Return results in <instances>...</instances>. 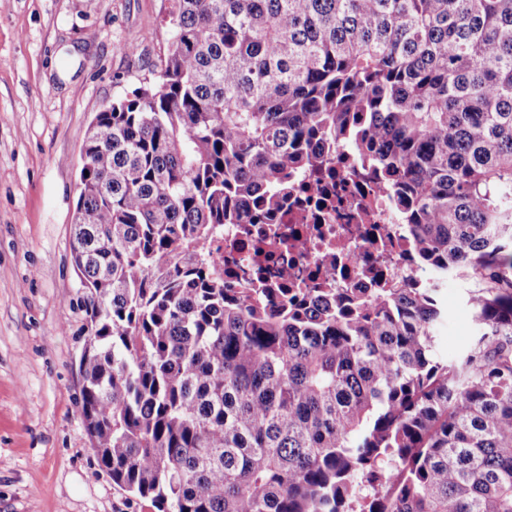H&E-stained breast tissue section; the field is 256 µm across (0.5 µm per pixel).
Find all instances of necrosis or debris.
I'll use <instances>...</instances> for the list:
<instances>
[{
	"label": "necrosis or debris",
	"mask_w": 512,
	"mask_h": 512,
	"mask_svg": "<svg viewBox=\"0 0 512 512\" xmlns=\"http://www.w3.org/2000/svg\"><path fill=\"white\" fill-rule=\"evenodd\" d=\"M205 250L225 279L242 284L261 278L349 295L434 279L417 263L414 239L387 193L341 148L321 173L299 178L273 219L225 225Z\"/></svg>",
	"instance_id": "necrosis-or-debris-1"
}]
</instances>
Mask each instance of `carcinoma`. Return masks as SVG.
I'll use <instances>...</instances> for the list:
<instances>
[{
	"label": "carcinoma",
	"instance_id": "cac0c4a2",
	"mask_svg": "<svg viewBox=\"0 0 512 512\" xmlns=\"http://www.w3.org/2000/svg\"><path fill=\"white\" fill-rule=\"evenodd\" d=\"M96 113L73 256L81 415L158 512H512V0H170ZM342 146L436 282L229 288L200 245ZM474 329L436 356L443 284Z\"/></svg>",
	"mask_w": 512,
	"mask_h": 512
}]
</instances>
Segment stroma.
I'll use <instances>...</instances> for the list:
<instances>
[{"instance_id": "stroma-1", "label": "stroma", "mask_w": 512, "mask_h": 512, "mask_svg": "<svg viewBox=\"0 0 512 512\" xmlns=\"http://www.w3.org/2000/svg\"><path fill=\"white\" fill-rule=\"evenodd\" d=\"M169 0H0V512H157L101 473L80 412L72 233L95 114L153 78ZM435 331L470 334L459 282Z\"/></svg>"}]
</instances>
